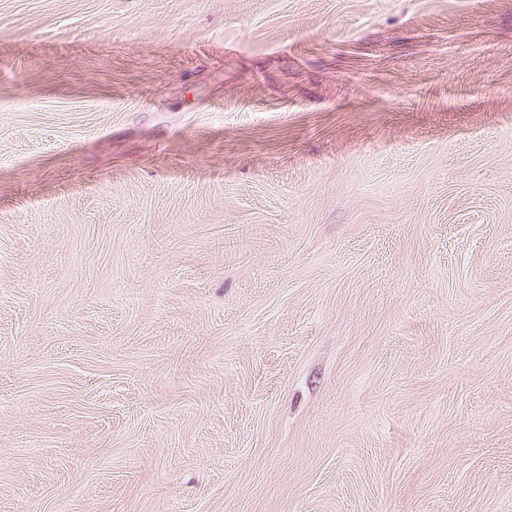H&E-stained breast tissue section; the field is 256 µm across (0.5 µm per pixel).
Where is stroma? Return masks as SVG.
<instances>
[{"mask_svg": "<svg viewBox=\"0 0 512 512\" xmlns=\"http://www.w3.org/2000/svg\"><path fill=\"white\" fill-rule=\"evenodd\" d=\"M0 512H512V0H0Z\"/></svg>", "mask_w": 512, "mask_h": 512, "instance_id": "1", "label": "stroma"}]
</instances>
